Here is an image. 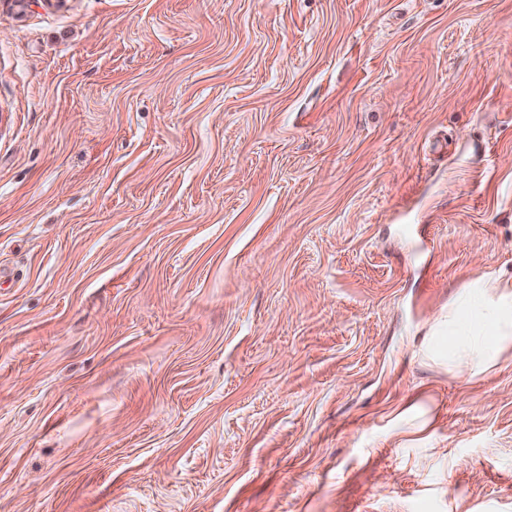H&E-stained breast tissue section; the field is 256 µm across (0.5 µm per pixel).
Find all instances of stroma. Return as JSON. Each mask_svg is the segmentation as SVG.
Segmentation results:
<instances>
[{
	"mask_svg": "<svg viewBox=\"0 0 512 512\" xmlns=\"http://www.w3.org/2000/svg\"><path fill=\"white\" fill-rule=\"evenodd\" d=\"M0 512H512V0H0ZM448 365L486 371L512 347V279L469 283L448 306Z\"/></svg>",
	"mask_w": 512,
	"mask_h": 512,
	"instance_id": "stroma-1",
	"label": "stroma"
}]
</instances>
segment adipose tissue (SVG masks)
Masks as SVG:
<instances>
[{"label":"adipose tissue","instance_id":"1","mask_svg":"<svg viewBox=\"0 0 512 512\" xmlns=\"http://www.w3.org/2000/svg\"><path fill=\"white\" fill-rule=\"evenodd\" d=\"M448 363L478 375L512 348V279L469 283L448 307Z\"/></svg>","mask_w":512,"mask_h":512}]
</instances>
